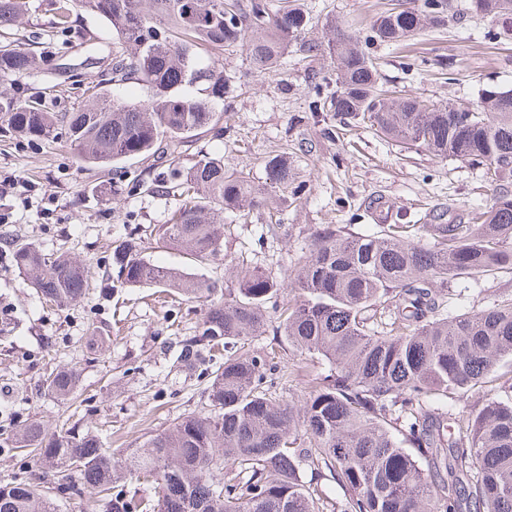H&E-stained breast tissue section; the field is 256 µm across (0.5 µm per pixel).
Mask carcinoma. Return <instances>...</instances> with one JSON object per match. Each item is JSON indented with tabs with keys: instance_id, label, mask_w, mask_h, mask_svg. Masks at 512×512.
I'll list each match as a JSON object with an SVG mask.
<instances>
[{
	"instance_id": "carcinoma-1",
	"label": "carcinoma",
	"mask_w": 512,
	"mask_h": 512,
	"mask_svg": "<svg viewBox=\"0 0 512 512\" xmlns=\"http://www.w3.org/2000/svg\"><path fill=\"white\" fill-rule=\"evenodd\" d=\"M55 25L73 29L74 13L100 18L109 31L107 78L90 80L74 112L50 111L40 96L20 101L12 82L44 74L46 56L20 41L0 44V130L33 139L64 128L86 167L110 168L153 154L162 141L180 142L216 125L224 113L225 82L217 53L243 46L250 69L275 70L288 48L327 56L338 86L323 108L342 120L369 123L377 134L441 159L482 165L495 184L491 202L468 224H424L425 237L404 236L408 225L387 224L353 235L328 224L288 276L281 334L298 355L325 360L326 374L308 380L296 407L258 390L260 360L238 344L258 336L265 304L283 287L256 269L234 282L198 278L146 255L129 239L112 251L118 279L130 287L171 289L208 298L196 334L180 361L201 350L224 352L213 372L210 409L116 457L94 434H47L37 423L6 437L0 452L24 451L37 472L0 483V512H57V500L88 496L95 512H148L147 484L157 512H512V376L495 393L462 408L448 404L512 358V294L484 309L456 311L448 281L512 275V89L487 90L482 111L460 112L417 98L390 95L361 39L330 26L327 43L306 39L308 18L292 0H53ZM239 24H224V5ZM478 13L512 20V0H471ZM29 0H0V28L19 26ZM452 0H421L379 15L373 38L400 44L425 27L440 26ZM128 83L146 88L138 102H117ZM204 83L203 96L189 88ZM160 182L180 197L165 224L154 228L157 249L179 250L193 263L214 261L224 246L221 211L248 214L268 201L295 195L288 156L265 162V180L248 171L228 174L203 155L188 166L172 156ZM10 264L46 302L67 306L88 288V269L66 252L47 254L17 240ZM74 371L51 370L44 392L64 399ZM329 473L344 497L327 504L303 469ZM57 477L52 493L41 489Z\"/></svg>"
}]
</instances>
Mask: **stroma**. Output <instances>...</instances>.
<instances>
[{
  "label": "stroma",
  "mask_w": 512,
  "mask_h": 512,
  "mask_svg": "<svg viewBox=\"0 0 512 512\" xmlns=\"http://www.w3.org/2000/svg\"><path fill=\"white\" fill-rule=\"evenodd\" d=\"M311 20L309 39L326 38L327 21L367 36L375 18L395 0H301ZM456 18L426 28L401 46L369 40L384 86L438 105L478 107L484 90L512 88V34L501 19L473 11L470 0H453ZM52 0H29L20 32L45 48L50 62L101 67L79 36L57 33ZM227 81L219 103L232 119L223 129L205 128L176 145L184 163L202 155L221 158L226 172L250 171L263 180L264 163L287 153L300 189L297 203L275 214L247 217L224 213V254L208 265L189 264L185 254L152 251V258L199 277L230 280L252 267L286 279L309 251L313 233L337 224L352 234L375 231L368 202L384 197L397 224H456L490 202L483 167L439 159L411 146L380 138L362 122H343L316 109L336 89V70L326 56L306 57L290 47L276 72H251L242 49L218 62ZM40 92L49 107L72 112L83 99L65 75L33 83L19 79L16 97ZM167 165L155 156L134 157L112 170H90L79 162L65 135L49 140L0 136V181L16 179L0 197V249L10 241L33 242L47 253L69 251L92 271L83 300L65 307L45 305L34 289L0 261V312L12 323L0 340V429L40 420L48 432L76 426L97 435L103 447L121 453L170 429L208 404L213 361L180 363L185 340L194 336L203 300L168 309L149 287L131 288L109 266L113 248L129 238L148 239L178 208L177 197L156 192ZM289 295L268 303L261 335L246 340V352L263 359V386L273 397L302 401L307 377L323 372L320 359L293 353L277 326ZM58 366L78 371L76 394L67 401L45 395L42 375Z\"/></svg>",
  "instance_id": "35a3bbf8"
}]
</instances>
